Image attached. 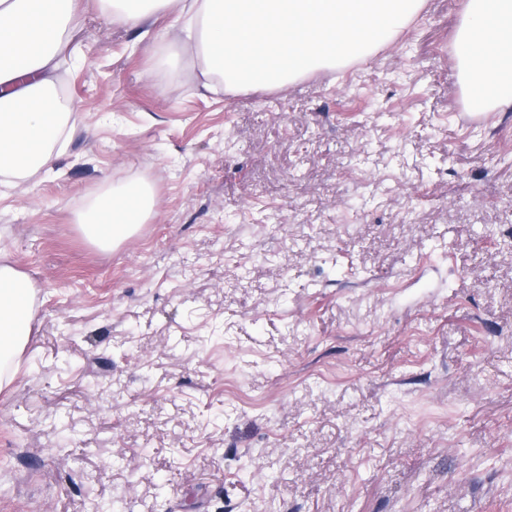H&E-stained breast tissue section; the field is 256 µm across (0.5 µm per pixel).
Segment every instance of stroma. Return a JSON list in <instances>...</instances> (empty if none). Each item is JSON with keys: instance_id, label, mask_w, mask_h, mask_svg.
<instances>
[{"instance_id": "1", "label": "stroma", "mask_w": 512, "mask_h": 512, "mask_svg": "<svg viewBox=\"0 0 512 512\" xmlns=\"http://www.w3.org/2000/svg\"><path fill=\"white\" fill-rule=\"evenodd\" d=\"M466 3L236 94L80 14L67 148L0 185L35 285L0 512H512V112L458 122ZM119 181L154 213L103 249ZM154 197L144 183L118 182L97 196L79 218L85 235L102 247L133 235L152 215Z\"/></svg>"}]
</instances>
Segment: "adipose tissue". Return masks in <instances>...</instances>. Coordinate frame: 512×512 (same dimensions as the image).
I'll return each mask as SVG.
<instances>
[{"label":"adipose tissue","mask_w":512,"mask_h":512,"mask_svg":"<svg viewBox=\"0 0 512 512\" xmlns=\"http://www.w3.org/2000/svg\"><path fill=\"white\" fill-rule=\"evenodd\" d=\"M113 21L146 26L171 15L159 41L195 59L203 88L274 89L311 70L344 65L387 42L422 0H96ZM77 0H0V184L43 172L63 150L74 108L53 71L70 46ZM456 33L459 77L467 91L487 85L476 106L512 109V0H467ZM151 188L118 182L79 222L95 244L133 235L154 209ZM33 283L0 264V390L11 385L32 330Z\"/></svg>","instance_id":"ef3b65f1"}]
</instances>
